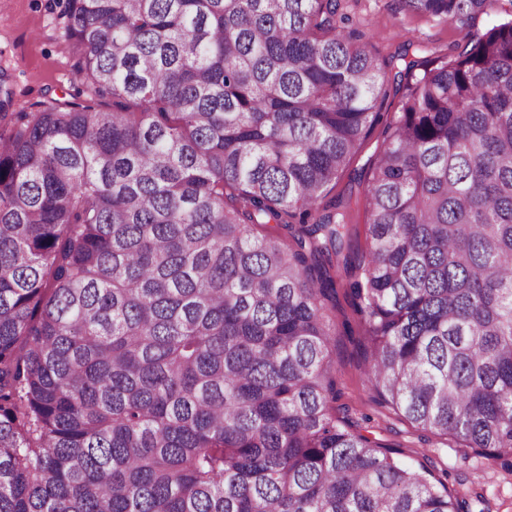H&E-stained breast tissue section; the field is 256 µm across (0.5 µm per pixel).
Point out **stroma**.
I'll return each instance as SVG.
<instances>
[{
	"mask_svg": "<svg viewBox=\"0 0 512 512\" xmlns=\"http://www.w3.org/2000/svg\"><path fill=\"white\" fill-rule=\"evenodd\" d=\"M64 6L65 0H0V71L13 89L17 109L33 111L51 94L88 93L59 25ZM502 17L496 11L461 28L410 12L401 0H341L336 25L364 32L391 77L402 68L401 55L427 64L436 52L456 55ZM384 137L383 127L372 131L337 183L336 193L361 196ZM334 360L340 402L370 437L409 465L426 468L442 479L466 500L469 512H512V465L455 440L441 441L379 404L364 381L357 340L337 337Z\"/></svg>",
	"mask_w": 512,
	"mask_h": 512,
	"instance_id": "obj_1",
	"label": "stroma"
}]
</instances>
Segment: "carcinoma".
<instances>
[{"label":"carcinoma","mask_w":512,"mask_h":512,"mask_svg":"<svg viewBox=\"0 0 512 512\" xmlns=\"http://www.w3.org/2000/svg\"><path fill=\"white\" fill-rule=\"evenodd\" d=\"M338 6L67 0L90 96L0 77V512H463L337 404L343 270L383 403L512 457V18L404 62L327 205L389 93Z\"/></svg>","instance_id":"1"}]
</instances>
